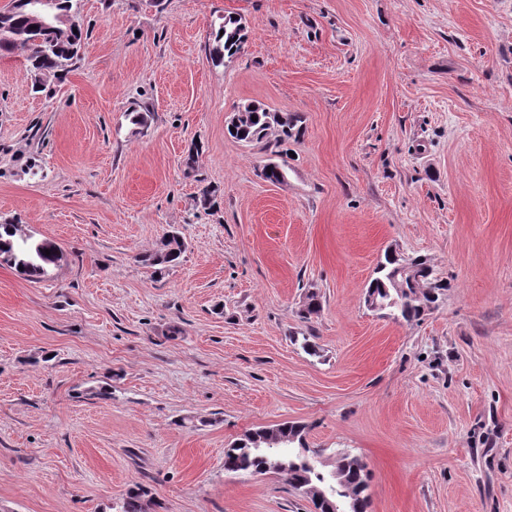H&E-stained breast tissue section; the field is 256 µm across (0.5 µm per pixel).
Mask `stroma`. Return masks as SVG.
Segmentation results:
<instances>
[{"label":"stroma","instance_id":"obj_1","mask_svg":"<svg viewBox=\"0 0 512 512\" xmlns=\"http://www.w3.org/2000/svg\"><path fill=\"white\" fill-rule=\"evenodd\" d=\"M224 15L249 38L218 64ZM80 16L49 94L0 55V224L63 252L43 281L0 264V512H117L135 482L156 512H315L285 475L224 470L285 421L363 460L370 512H512V0ZM251 100L304 118L284 182L259 175L275 137L227 133ZM174 231L186 250L155 275L138 257ZM389 249L448 283L421 320L365 303Z\"/></svg>","mask_w":512,"mask_h":512}]
</instances>
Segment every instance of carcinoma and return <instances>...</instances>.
Returning <instances> with one entry per match:
<instances>
[{
  "label": "carcinoma",
  "mask_w": 512,
  "mask_h": 512,
  "mask_svg": "<svg viewBox=\"0 0 512 512\" xmlns=\"http://www.w3.org/2000/svg\"><path fill=\"white\" fill-rule=\"evenodd\" d=\"M40 0H18L4 19L11 30L10 39L1 43L0 52L22 50L27 53L31 69L38 75L33 90H44L47 79L69 73L79 59L83 30H73L42 14ZM248 39L242 19L225 16L213 29L211 59L221 64L235 56ZM301 117L291 112H271L259 105L247 103L238 107L230 120L228 134L244 144L261 142L270 132L277 133L279 142L286 143L294 135ZM288 164L285 159L263 166L261 176L272 183L285 179ZM50 254H44V250ZM185 243L173 233L155 252L143 256L142 262L157 274L176 264ZM62 258L60 247L48 239H36L21 233L17 224H0V262L19 271L30 280H42L55 269ZM448 283L434 276L427 260L404 257L388 252L377 266L366 291V298L379 304V311L396 322L418 321L435 307ZM320 309L316 293L307 294L298 311L307 322ZM324 449L306 444V426L283 422L274 428H258L245 432L224 449V471L231 473H282L291 490L307 494L316 512H336V507L322 498ZM333 471L344 491L346 512H368L370 499L366 494L369 474L366 464L348 452L334 454ZM152 501L139 486L129 489L122 499L119 512H152Z\"/></svg>",
  "instance_id": "carcinoma-1"
}]
</instances>
